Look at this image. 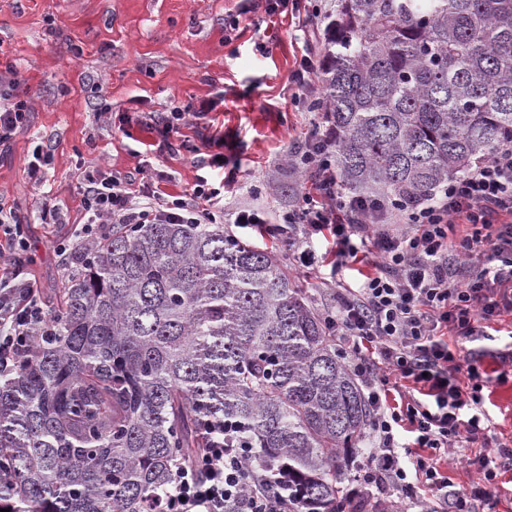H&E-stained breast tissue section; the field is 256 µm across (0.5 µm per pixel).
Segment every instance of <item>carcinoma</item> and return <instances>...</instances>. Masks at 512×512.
I'll return each instance as SVG.
<instances>
[{
	"instance_id": "carcinoma-1",
	"label": "carcinoma",
	"mask_w": 512,
	"mask_h": 512,
	"mask_svg": "<svg viewBox=\"0 0 512 512\" xmlns=\"http://www.w3.org/2000/svg\"><path fill=\"white\" fill-rule=\"evenodd\" d=\"M336 177L406 203L512 142V0H336ZM50 332L0 377L10 512H151L216 424L289 512L344 509L372 417L330 325L272 251L222 224H114L73 260Z\"/></svg>"
}]
</instances>
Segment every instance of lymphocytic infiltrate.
Segmentation results:
<instances>
[{"mask_svg": "<svg viewBox=\"0 0 512 512\" xmlns=\"http://www.w3.org/2000/svg\"><path fill=\"white\" fill-rule=\"evenodd\" d=\"M273 16L302 13L301 55L291 72L295 106L323 109V74L332 42L321 5L264 0ZM31 98L11 60H0V146L28 127ZM212 106L176 105L155 118L168 149H190L186 117L204 120ZM334 132L321 120L292 145L287 166L311 184L277 218L257 208L236 212L237 226L258 227L292 251L299 267L330 264L357 274L353 288H337L336 304L323 316L360 379L373 414L366 485L399 494L419 512H479L493 495L499 470L512 466V448L490 444V419L482 391L489 378L479 360L448 344L449 337L488 336L512 315V143L449 179L437 196L405 204L343 191L334 169ZM190 192L167 199L153 180H135L95 168L83 177L86 220L55 239L68 260L116 224H220L224 195L238 183L239 162L210 159ZM327 242L317 253L315 242ZM31 248L20 218L0 206V373L17 366L34 337L48 330L47 312L24 264ZM224 429L194 468L182 471L161 512H224L241 491L244 449L228 448ZM481 444L468 462L477 481L453 488L446 465L450 449ZM431 498L420 496L421 489Z\"/></svg>", "mask_w": 512, "mask_h": 512, "instance_id": "obj_1", "label": "lymphocytic infiltrate"}]
</instances>
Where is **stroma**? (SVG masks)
Listing matches in <instances>:
<instances>
[{
    "label": "stroma",
    "instance_id": "35a3bbf8",
    "mask_svg": "<svg viewBox=\"0 0 512 512\" xmlns=\"http://www.w3.org/2000/svg\"><path fill=\"white\" fill-rule=\"evenodd\" d=\"M240 15V33L224 40L227 15ZM297 18L266 17L259 0H0V50L17 65L32 95L28 132L0 149V204L30 225L29 270L45 304H52L67 272L53 242L67 225L83 221L82 178L102 166L132 174L133 150L148 151L152 172L162 174L163 192L189 190L202 143L223 135L241 161L239 186L225 194L224 211L251 206L268 216L291 204L301 183L284 169L289 146L304 139L318 113L291 103L290 82L301 44ZM272 49L262 57L257 43ZM112 105L97 112L96 99ZM217 102V127L188 123L183 129L200 153L162 149L154 128L122 127L123 114L166 112L177 104ZM49 138L54 162L43 185L29 179L25 163L33 136ZM50 199L63 221L39 219ZM494 340L466 342L491 373L484 409L497 442L512 446V365L493 353L512 342V316Z\"/></svg>",
    "mask_w": 512,
    "mask_h": 512
}]
</instances>
